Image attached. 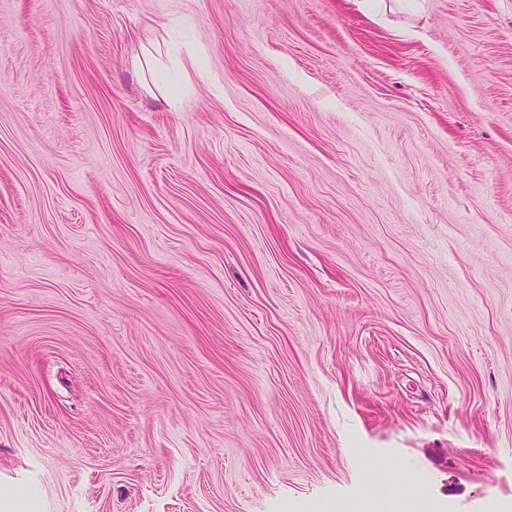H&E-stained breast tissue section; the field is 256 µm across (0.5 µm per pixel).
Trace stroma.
<instances>
[{
  "label": "stroma",
  "instance_id": "35a3bbf8",
  "mask_svg": "<svg viewBox=\"0 0 512 512\" xmlns=\"http://www.w3.org/2000/svg\"><path fill=\"white\" fill-rule=\"evenodd\" d=\"M0 512H512V0H0Z\"/></svg>",
  "mask_w": 512,
  "mask_h": 512
}]
</instances>
